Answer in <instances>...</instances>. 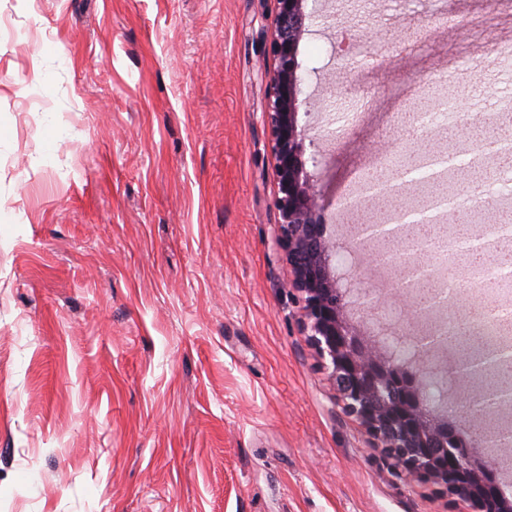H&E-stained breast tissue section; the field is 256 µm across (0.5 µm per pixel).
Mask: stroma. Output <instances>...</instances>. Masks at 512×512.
I'll use <instances>...</instances> for the list:
<instances>
[{"label":"stroma","mask_w":512,"mask_h":512,"mask_svg":"<svg viewBox=\"0 0 512 512\" xmlns=\"http://www.w3.org/2000/svg\"><path fill=\"white\" fill-rule=\"evenodd\" d=\"M299 123L335 226L416 87L512 103V0H316ZM274 0H0V512H466L333 387L274 246ZM345 252L406 317L388 269Z\"/></svg>","instance_id":"obj_1"}]
</instances>
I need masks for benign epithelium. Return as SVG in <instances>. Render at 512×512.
Wrapping results in <instances>:
<instances>
[{"mask_svg":"<svg viewBox=\"0 0 512 512\" xmlns=\"http://www.w3.org/2000/svg\"><path fill=\"white\" fill-rule=\"evenodd\" d=\"M275 29L268 46L273 67L268 72L264 121L269 127L275 160L279 214L276 244L283 249L293 270L291 287L301 293L303 321L312 343L336 389V403L355 416L386 456L405 476L439 486L467 505L468 512H512V499L505 496L495 473V462L484 450L485 440L471 433L464 437L426 404L420 376L432 370V352L457 348L461 335L442 326L422 336L411 337L415 365L408 369L385 356L367 337L351 326L343 295L336 286L329 256L335 244L325 237L326 225L317 223L322 207L318 179L307 170L316 164L315 154H306L305 137L299 130L298 96L301 94L299 45L306 31L307 0H274ZM405 227L385 229L375 222L359 226L362 244L372 246L376 261H383L375 244L403 238ZM431 267H411L409 315H421V305L443 311L444 295L428 296L419 289L428 283ZM493 354L470 355L459 371L448 370L454 380L471 381L498 373L495 385L482 386L484 393L512 394L507 378L512 361L488 366ZM478 394L466 399L463 415L471 428L478 427L488 412L474 405Z\"/></svg>","mask_w":512,"mask_h":512,"instance_id":"1","label":"benign epithelium"}]
</instances>
